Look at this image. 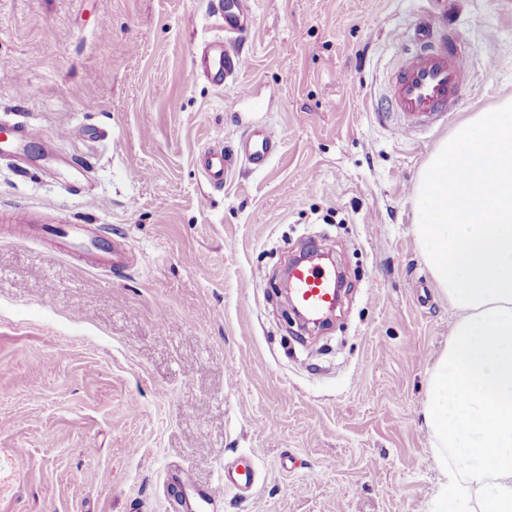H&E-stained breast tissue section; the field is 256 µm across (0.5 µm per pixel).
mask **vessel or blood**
Masks as SVG:
<instances>
[{
    "mask_svg": "<svg viewBox=\"0 0 512 512\" xmlns=\"http://www.w3.org/2000/svg\"><path fill=\"white\" fill-rule=\"evenodd\" d=\"M210 9L222 23L224 34L208 41L200 55L205 72L219 85L235 82L245 68L247 56L243 52L242 35L248 33L254 15L251 0H211ZM468 69L465 56L454 51L445 33L436 28L434 19L422 21L415 33V46L408 52L399 68L393 87L396 109L404 121L400 136H408L413 125L428 116L446 111L455 97ZM280 144L262 128L250 127L236 146L221 144L209 147L202 165L206 180L223 187L236 160H245L252 170L266 168L279 151ZM51 234L64 237L73 247L83 248L90 263L97 268H117L128 265L130 255L102 236H92L88 225L67 224L51 227ZM293 287L296 301L304 308L321 312L334 308L336 294L330 286L331 274L317 265H294ZM251 463L233 462L224 467V481L212 486L200 498L210 505L224 496V490L233 487L250 490L254 484Z\"/></svg>",
    "mask_w": 512,
    "mask_h": 512,
    "instance_id": "b4317fda",
    "label": "vessel or blood"
}]
</instances>
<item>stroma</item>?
<instances>
[{
    "instance_id": "obj_1",
    "label": "stroma",
    "mask_w": 512,
    "mask_h": 512,
    "mask_svg": "<svg viewBox=\"0 0 512 512\" xmlns=\"http://www.w3.org/2000/svg\"><path fill=\"white\" fill-rule=\"evenodd\" d=\"M252 8L249 63L219 87L194 65L221 34L209 0H0V127L35 130L0 150V225L89 224L134 251L111 272L0 235V512H177L240 457L254 490L204 512H428L423 407L455 313L413 198L438 144L512 97V0ZM432 11L468 82L406 139L391 79ZM255 125L279 152L211 187L197 155ZM314 245L347 292L308 331L279 288Z\"/></svg>"
}]
</instances>
